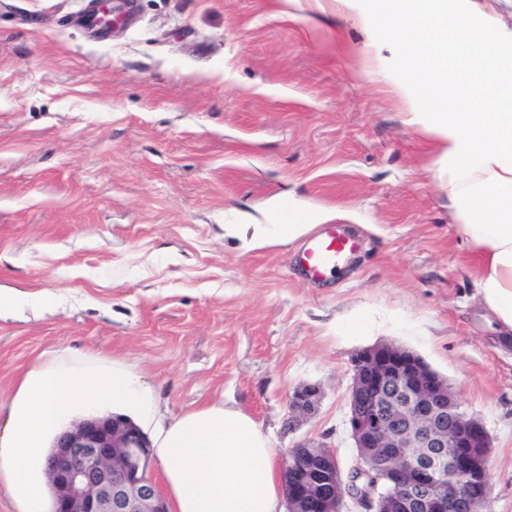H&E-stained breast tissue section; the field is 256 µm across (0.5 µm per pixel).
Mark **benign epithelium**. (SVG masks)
I'll list each match as a JSON object with an SVG mask.
<instances>
[{
	"instance_id": "1",
	"label": "benign epithelium",
	"mask_w": 512,
	"mask_h": 512,
	"mask_svg": "<svg viewBox=\"0 0 512 512\" xmlns=\"http://www.w3.org/2000/svg\"><path fill=\"white\" fill-rule=\"evenodd\" d=\"M319 400L313 386L295 390L288 427ZM347 426L357 457L346 474L322 443L285 450L287 512H489L488 435L415 353L385 343L355 355ZM153 460L146 437L123 417L74 425L46 466L54 512H170Z\"/></svg>"
}]
</instances>
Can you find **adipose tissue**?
<instances>
[{
	"label": "adipose tissue",
	"mask_w": 512,
	"mask_h": 512,
	"mask_svg": "<svg viewBox=\"0 0 512 512\" xmlns=\"http://www.w3.org/2000/svg\"><path fill=\"white\" fill-rule=\"evenodd\" d=\"M404 71L397 87L415 106L407 124L448 161L457 233L476 270L475 297L502 336L512 335V49L472 0H346ZM308 224H228L241 250L295 241ZM153 389L119 361L41 356L0 427V486L15 512H51L45 462L56 438L87 416H154ZM154 452L174 512H281L269 437L241 409L213 403L159 423Z\"/></svg>",
	"instance_id": "obj_1"
}]
</instances>
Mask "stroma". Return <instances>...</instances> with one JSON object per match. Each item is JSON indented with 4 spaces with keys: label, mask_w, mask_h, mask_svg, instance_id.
I'll return each instance as SVG.
<instances>
[{
    "label": "stroma",
    "mask_w": 512,
    "mask_h": 512,
    "mask_svg": "<svg viewBox=\"0 0 512 512\" xmlns=\"http://www.w3.org/2000/svg\"><path fill=\"white\" fill-rule=\"evenodd\" d=\"M88 3L0 0V405L43 352L113 358L165 419L223 403L347 470L351 361L393 342L483 424L491 510L512 512V349L474 299L440 149L349 10L134 0L100 37ZM287 217L360 250L312 280L301 242L224 239ZM306 385L319 407L289 429Z\"/></svg>",
    "instance_id": "stroma-1"
}]
</instances>
